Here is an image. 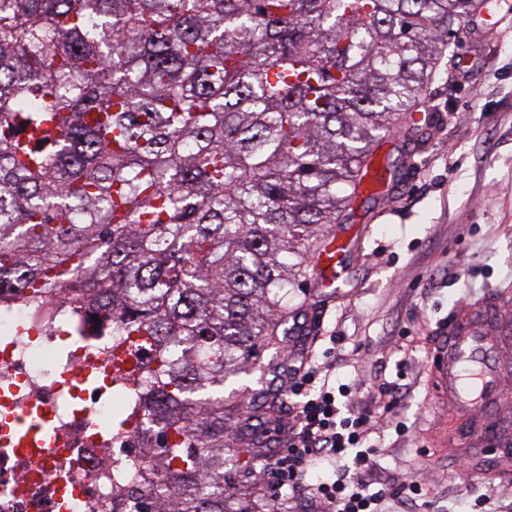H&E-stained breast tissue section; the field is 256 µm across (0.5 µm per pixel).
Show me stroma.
Wrapping results in <instances>:
<instances>
[{
	"mask_svg": "<svg viewBox=\"0 0 512 512\" xmlns=\"http://www.w3.org/2000/svg\"><path fill=\"white\" fill-rule=\"evenodd\" d=\"M458 44L426 91L422 142L408 146L413 132L398 120L373 158L396 160L395 179L361 190L334 227L348 246L344 285L329 294L303 279L294 301L305 329L292 352L348 385L351 411L376 413L391 389L405 429L371 434V490L419 480L407 512H512V474L481 482L426 432L434 336L457 304L488 290L512 304V0L469 18Z\"/></svg>",
	"mask_w": 512,
	"mask_h": 512,
	"instance_id": "stroma-1",
	"label": "stroma"
}]
</instances>
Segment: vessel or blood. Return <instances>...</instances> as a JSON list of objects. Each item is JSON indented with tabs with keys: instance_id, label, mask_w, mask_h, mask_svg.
Listing matches in <instances>:
<instances>
[{
	"instance_id": "1",
	"label": "vessel or blood",
	"mask_w": 512,
	"mask_h": 512,
	"mask_svg": "<svg viewBox=\"0 0 512 512\" xmlns=\"http://www.w3.org/2000/svg\"><path fill=\"white\" fill-rule=\"evenodd\" d=\"M342 263L339 250L320 255L317 275ZM429 385L439 413L431 427L436 447L461 458L492 455L496 472L512 461V307L497 294L458 305L432 344Z\"/></svg>"
}]
</instances>
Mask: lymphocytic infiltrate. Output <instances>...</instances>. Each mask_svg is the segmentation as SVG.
I'll list each match as a JSON object with an SVG mask.
<instances>
[{
  "label": "lymphocytic infiltrate",
  "instance_id": "f902f5d3",
  "mask_svg": "<svg viewBox=\"0 0 512 512\" xmlns=\"http://www.w3.org/2000/svg\"><path fill=\"white\" fill-rule=\"evenodd\" d=\"M291 393L297 426L288 438L287 455L267 460L266 471L290 486L317 460L352 462L353 470L311 484L307 490L310 502L318 512H381L385 493L371 491L357 470L369 465L375 455L367 439L377 422H390L389 413L374 417L345 410L346 388L335 387L322 377L311 357L294 363Z\"/></svg>",
  "mask_w": 512,
  "mask_h": 512
}]
</instances>
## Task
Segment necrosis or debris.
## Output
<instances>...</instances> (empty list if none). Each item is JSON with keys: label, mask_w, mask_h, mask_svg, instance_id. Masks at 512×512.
Here are the masks:
<instances>
[{"label": "necrosis or debris", "mask_w": 512, "mask_h": 512, "mask_svg": "<svg viewBox=\"0 0 512 512\" xmlns=\"http://www.w3.org/2000/svg\"><path fill=\"white\" fill-rule=\"evenodd\" d=\"M73 309L0 289V512H131L161 480L146 446L155 423L101 436L127 397L112 381L111 327L86 310V335H71Z\"/></svg>", "instance_id": "1"}]
</instances>
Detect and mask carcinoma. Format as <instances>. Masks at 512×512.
<instances>
[{
  "mask_svg": "<svg viewBox=\"0 0 512 512\" xmlns=\"http://www.w3.org/2000/svg\"><path fill=\"white\" fill-rule=\"evenodd\" d=\"M492 0H0V273L68 285L163 421L137 512H266L231 422L285 401L288 307ZM267 361H262L264 353ZM259 366L266 388L224 392Z\"/></svg>",
  "mask_w": 512,
  "mask_h": 512,
  "instance_id": "carcinoma-1",
  "label": "carcinoma"
}]
</instances>
